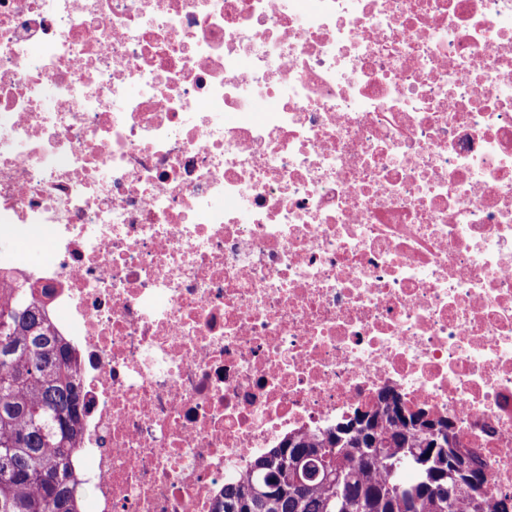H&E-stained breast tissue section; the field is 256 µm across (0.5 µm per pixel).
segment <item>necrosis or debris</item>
Wrapping results in <instances>:
<instances>
[{"label": "necrosis or debris", "mask_w": 512, "mask_h": 512, "mask_svg": "<svg viewBox=\"0 0 512 512\" xmlns=\"http://www.w3.org/2000/svg\"><path fill=\"white\" fill-rule=\"evenodd\" d=\"M7 231L80 512H213L387 384L512 498V0H0Z\"/></svg>", "instance_id": "1"}]
</instances>
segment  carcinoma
Instances as JSON below:
<instances>
[{
    "instance_id": "obj_1",
    "label": "carcinoma",
    "mask_w": 512,
    "mask_h": 512,
    "mask_svg": "<svg viewBox=\"0 0 512 512\" xmlns=\"http://www.w3.org/2000/svg\"><path fill=\"white\" fill-rule=\"evenodd\" d=\"M0 320V512H77L67 460L79 449L82 399L69 347L22 292L0 291ZM334 428L290 432L253 457L224 480L213 512H233L246 491L254 495L253 512H512V498L483 492L444 503L417 462H409L422 438L410 430L397 435L388 418L371 424L372 437L385 442L375 457L341 454ZM287 451L313 469L327 454L341 465L337 475L313 479L286 498L257 495L261 484L282 476Z\"/></svg>"
}]
</instances>
